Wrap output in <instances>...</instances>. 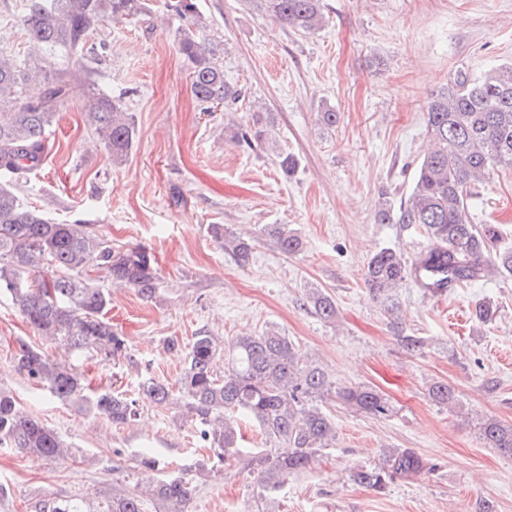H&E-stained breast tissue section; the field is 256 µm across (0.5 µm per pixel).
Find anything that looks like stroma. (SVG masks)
<instances>
[{
  "instance_id": "stroma-1",
  "label": "stroma",
  "mask_w": 512,
  "mask_h": 512,
  "mask_svg": "<svg viewBox=\"0 0 512 512\" xmlns=\"http://www.w3.org/2000/svg\"><path fill=\"white\" fill-rule=\"evenodd\" d=\"M166 0H149V18L107 21L90 37L106 44L90 80L69 81L67 105L46 132L42 166L11 179L18 196L58 223L76 220L117 249L140 246L154 258L155 298L115 288L107 316L128 355L92 353L75 365L92 389L136 395L140 382L178 379L183 356L166 351L174 338L198 332L231 340L273 329L295 342L304 361L323 367L339 386L369 385L390 412L374 417L332 399L323 409L336 442L277 493L260 494L241 463L195 470L208 455L197 420L182 403L141 404L131 425L113 426L50 397L14 366L19 341L58 355L0 295V388L36 413L72 448L52 462L0 448V512H33L46 494H120L144 483L137 460L160 461V476L185 475L184 512H512V458L484 447L485 417L512 424V276L467 281L431 295L413 281L388 315L363 279L381 248L414 258L425 241L414 228L378 223L382 200H407L427 148L426 102L458 73L476 77L512 60V0H323L326 24L308 33L247 8L243 0H197L228 82L242 87L233 109L205 112L190 92L189 69L175 36L184 23ZM22 0H0V50L24 58L28 43ZM121 98L138 131L127 160L111 166L86 121L93 97ZM269 113L268 138L234 140L255 106ZM333 109L336 126L319 114ZM299 159L284 178L277 152ZM475 224H494L498 245L512 247V171L491 172L469 201ZM247 240L238 262L209 227ZM285 224L303 241L285 255L264 234ZM320 290L336 304L335 322L307 301ZM498 307L487 323L477 302ZM424 347L407 351L403 336ZM453 385L455 408L435 403L428 388ZM388 448H409L432 469L395 478L377 491L350 474L382 463Z\"/></svg>"
}]
</instances>
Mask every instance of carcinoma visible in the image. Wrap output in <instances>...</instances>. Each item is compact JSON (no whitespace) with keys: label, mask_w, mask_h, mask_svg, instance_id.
I'll return each instance as SVG.
<instances>
[{"label":"carcinoma","mask_w":512,"mask_h":512,"mask_svg":"<svg viewBox=\"0 0 512 512\" xmlns=\"http://www.w3.org/2000/svg\"><path fill=\"white\" fill-rule=\"evenodd\" d=\"M252 9L286 26L313 32L325 23L322 0H245ZM167 10L184 21L187 30L177 39L178 52L190 66V91L206 109L229 108L244 97L242 88L224 79V65L214 47L196 37L208 27L196 0H168ZM150 14L147 0H29L23 20L25 35L35 48L65 54L71 69L47 76L46 64L33 50L25 63L0 56V178H12L42 165L46 130L66 105L68 73H91L87 47L90 34L101 23ZM426 127L431 147L419 163L411 193L398 208L384 201L377 219L382 224H404L417 229L426 246L411 261L393 248L372 255L364 281L390 315L396 303L389 292L411 278L433 295L448 285L512 274V249L490 251L498 239L493 224L471 222L467 201L475 183L490 171H512V61L491 67L478 78L465 73L426 104ZM88 122L104 141L112 165L125 162L135 138V120L119 101L99 96L90 104ZM266 129L260 113L253 125L238 129L242 142L262 140ZM277 164L286 178L299 168L296 155L280 152ZM286 255L302 248L298 233L286 224L264 228ZM98 272L115 286L134 289L151 300L158 292L154 258L141 247L114 249L89 231L81 221L56 224L25 205L14 189L0 184V293L13 304L39 335L57 343L66 354L94 351L117 358L126 351L123 337L106 318L109 292L96 285L89 273ZM325 321L336 320V304L325 293L307 296ZM169 351H183L185 367L178 380L186 415L202 425L200 438L215 457L243 460L257 474L265 492L279 490L289 476L307 469L315 456L336 441V425L320 405L333 397L350 409L385 416L390 406L371 387H338L328 373L313 363H301L297 347L272 330L260 335L236 336L226 343L200 332L183 348L171 340ZM228 355L224 374L214 371L216 358ZM15 363L21 374L63 403L88 407L114 425H130L139 415V401L166 406L173 400L169 387L146 378L139 398L112 390L85 392L81 375L67 361L53 358L19 341ZM439 404H457L455 389L444 382L429 387ZM238 412L252 421L264 436L266 447L245 453L239 446V429L227 413ZM479 439L485 447L512 457V425L495 418L479 422ZM19 453H36L48 460L69 455L58 433L38 416L20 408L14 395L0 389V447ZM430 470L415 451L391 448L381 466L356 469L351 479L381 491L395 477H416ZM189 483L182 477L162 478L136 486V490L105 500L103 512H144V498L162 512H182ZM36 512H97L79 495L40 500Z\"/></svg>","instance_id":"carcinoma-1"}]
</instances>
